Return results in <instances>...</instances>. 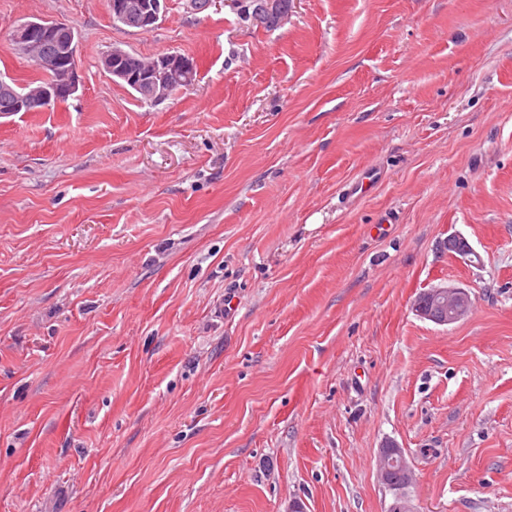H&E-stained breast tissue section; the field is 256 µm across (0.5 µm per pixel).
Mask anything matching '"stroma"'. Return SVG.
I'll return each instance as SVG.
<instances>
[{
	"mask_svg": "<svg viewBox=\"0 0 512 512\" xmlns=\"http://www.w3.org/2000/svg\"><path fill=\"white\" fill-rule=\"evenodd\" d=\"M34 17L81 86L0 118V512H388V439L419 512H512V0H0V77ZM115 47L196 81L142 100ZM440 284L467 319L414 314ZM108 1V0H106ZM105 1V2H106ZM127 0L131 6L140 4V9L136 13H131L124 0H109L106 3L108 11L112 14V18L119 19L121 23L140 30H148L153 28L159 21L164 3L167 0ZM117 22V21H116ZM125 27L121 23L117 22ZM127 52L115 48L103 60L104 70L125 84L142 87L148 100L159 102L167 99L173 94V91H179L176 87L172 90L173 76L183 75L184 83H189L195 74L194 62L185 56L178 54H165L151 59L148 63H142L136 70H132L122 65L123 58ZM128 86V85H127ZM135 93L140 95L141 99L147 101V98L135 88L128 86ZM415 315L436 325L448 326L465 320L472 310L470 293L457 286H434L415 300ZM398 469H402V476L406 485H411L412 471L407 462L403 448L393 440L385 441L379 451V480L389 490H394L395 478L401 479V476H396Z\"/></svg>",
	"mask_w": 512,
	"mask_h": 512,
	"instance_id": "35a3bbf8",
	"label": "stroma"
}]
</instances>
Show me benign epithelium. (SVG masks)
<instances>
[{
    "mask_svg": "<svg viewBox=\"0 0 512 512\" xmlns=\"http://www.w3.org/2000/svg\"><path fill=\"white\" fill-rule=\"evenodd\" d=\"M166 0H145L140 9L132 13L124 0H108L106 7L112 18L140 30L153 28L159 21ZM69 25L62 21L35 18L21 23L13 32L12 40L31 61L51 70L46 81L31 90L17 92L12 83L0 78V114L12 112L43 111L62 97H69L79 90L76 36L65 40L56 38L61 29ZM127 52L115 48L103 60V68L113 78L142 88L153 102L167 99L173 94V77L182 75L190 82L195 74L194 62L182 55H160L135 70L122 65ZM448 252L470 260L474 249L460 233L448 235ZM415 315L436 325L448 326L466 319L472 310L470 293L457 286H434L422 292L415 300ZM402 471L404 483L412 482V471L404 449L393 440L384 442L379 451V480L389 490H394L396 472Z\"/></svg>",
    "mask_w": 512,
    "mask_h": 512,
    "instance_id": "obj_1",
    "label": "benign epithelium"
}]
</instances>
